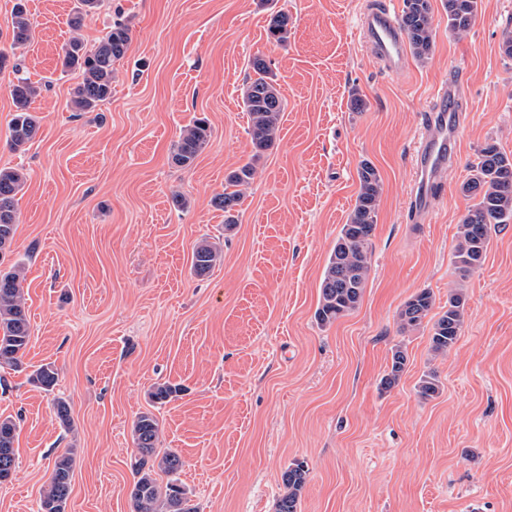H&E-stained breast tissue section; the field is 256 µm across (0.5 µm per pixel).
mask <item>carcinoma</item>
I'll use <instances>...</instances> for the list:
<instances>
[{
	"label": "carcinoma",
	"instance_id": "obj_1",
	"mask_svg": "<svg viewBox=\"0 0 512 512\" xmlns=\"http://www.w3.org/2000/svg\"><path fill=\"white\" fill-rule=\"evenodd\" d=\"M101 0H77L69 24L79 28L99 6ZM448 15V30L467 31L477 13V0H444ZM401 22L414 54L427 57L433 46L430 0H404ZM288 14H271L267 37L277 43L288 40ZM13 45L28 43L32 37L33 21L26 0H16L11 17ZM130 41L128 24L116 21L92 49L78 39L62 47L61 66L65 71H77L81 81L72 89L70 105L75 112H94L112 95L114 65L124 57ZM256 77L244 84L242 103L249 116V134L253 145V161L231 171L224 177V191L213 199L215 207L224 211V230L237 224V206L241 188L250 184L255 172L254 161L274 146L285 103L266 60L252 61ZM16 115L12 120L10 148L24 151L35 138L40 119L31 111V104L40 93V86L18 75L9 85ZM210 125L203 119H193L185 125L175 142L171 162L180 168L191 166L209 144ZM359 189L355 205L346 224L342 225L329 255L320 283V299L315 311L317 324L322 328L333 325L350 314L360 304L371 263L372 238L376 226L377 208L381 194V177L376 167L363 161L357 171ZM26 173L20 168H0V255L11 248L16 232L17 195L23 189ZM461 190L476 203L458 225V241L453 263L460 279H466L480 265L486 253L491 227L512 223V156L495 143H486L476 152L470 165V177ZM222 251L214 243L202 241L193 250L191 271L196 276L208 273L221 259ZM24 267L15 264L0 269V366L19 368L29 348L31 336L27 318L26 298L22 283ZM434 306L432 293L423 289L411 296L398 314L402 329L416 328L428 317ZM466 296L458 287L448 293V308L433 321L430 329L431 349L446 353L454 347L465 323ZM407 366V353L402 346L392 349L390 371L382 378L385 389L393 387ZM180 388L168 383L153 386L151 401L164 404L177 396ZM418 393L430 399L439 393V380L433 373L421 378ZM160 434L157 418L143 413L134 422L133 439L136 445L132 470L134 482L130 491L132 512H199L192 503L190 492L179 475L183 461L173 451L156 453ZM16 424L8 417L0 419V481L9 479L16 467L14 448ZM73 456H58L52 465L49 482L38 503L37 512H65L70 494ZM162 472L167 481L157 478ZM307 482V469L294 462L282 474L283 493L275 502L274 512H300L302 493Z\"/></svg>",
	"mask_w": 512,
	"mask_h": 512
}]
</instances>
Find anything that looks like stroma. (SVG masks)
<instances>
[{"mask_svg": "<svg viewBox=\"0 0 512 512\" xmlns=\"http://www.w3.org/2000/svg\"><path fill=\"white\" fill-rule=\"evenodd\" d=\"M14 2L0 0V48L40 84L41 124L24 153L10 149L13 74L0 71V168L27 172L1 261L26 270L31 333L24 371L0 368V418L17 424L0 512H35L68 451L66 512H131L132 425L146 411L160 450L181 455L200 512H274L296 461L308 468L301 512H512V223L492 228L467 279L453 264L477 149L492 141L512 153V58L502 51L512 0H478L459 34L443 0H431L432 51L400 72L384 71L356 29L372 0H104L77 31L76 0H28L34 35L17 47ZM276 11L290 19L282 44L266 36ZM119 18L131 39L111 98L72 111L78 75L62 71V45L93 46ZM258 55L286 107L276 145L255 161L241 89ZM451 76L463 107L457 154L431 220L417 223L412 151ZM196 117L210 142L192 167H175L173 144ZM251 160L225 231L212 199ZM364 160L382 180L370 277L358 308L322 328L320 283ZM175 192L189 209H174ZM205 239L224 260L198 277L191 254ZM459 286L463 332L433 354L430 323L401 329L398 312L424 288L441 312ZM397 344L408 366L385 389ZM44 365L57 373L49 390L29 380ZM431 371L440 392L424 400L417 385ZM163 382L181 392L152 404ZM59 400L70 426L53 413Z\"/></svg>", "mask_w": 512, "mask_h": 512, "instance_id": "stroma-1", "label": "stroma"}]
</instances>
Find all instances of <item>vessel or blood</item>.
<instances>
[{
    "label": "vessel or blood",
    "mask_w": 512,
    "mask_h": 512,
    "mask_svg": "<svg viewBox=\"0 0 512 512\" xmlns=\"http://www.w3.org/2000/svg\"><path fill=\"white\" fill-rule=\"evenodd\" d=\"M359 28L388 70H404L405 36L395 11L383 8L364 13ZM433 98L434 107L413 154L415 178L409 201L412 215L423 219L436 207L440 173L457 150L460 132L458 86L441 84L434 90Z\"/></svg>",
    "instance_id": "b4317fda"
}]
</instances>
